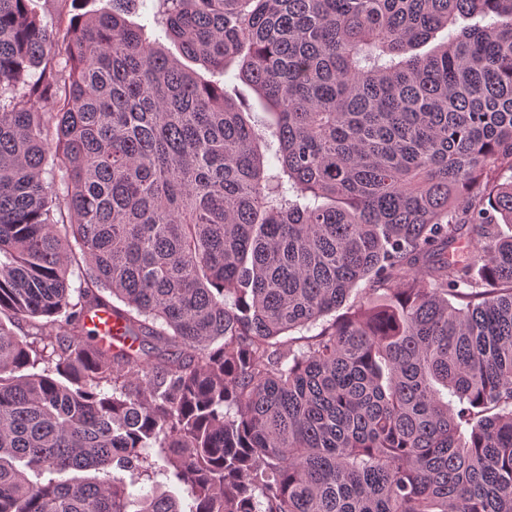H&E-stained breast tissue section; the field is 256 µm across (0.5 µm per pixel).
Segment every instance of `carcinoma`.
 <instances>
[{"label":"carcinoma","instance_id":"carcinoma-1","mask_svg":"<svg viewBox=\"0 0 512 512\" xmlns=\"http://www.w3.org/2000/svg\"><path fill=\"white\" fill-rule=\"evenodd\" d=\"M69 2L0 0V512H512V0Z\"/></svg>","mask_w":512,"mask_h":512}]
</instances>
